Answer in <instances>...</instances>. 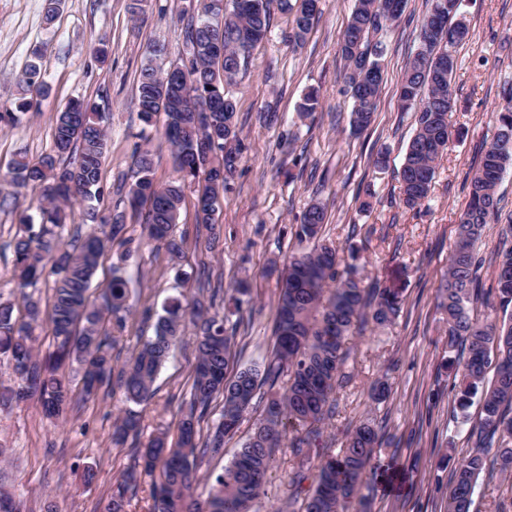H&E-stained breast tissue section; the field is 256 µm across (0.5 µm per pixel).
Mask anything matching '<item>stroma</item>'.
<instances>
[{
	"label": "stroma",
	"instance_id": "1",
	"mask_svg": "<svg viewBox=\"0 0 512 512\" xmlns=\"http://www.w3.org/2000/svg\"><path fill=\"white\" fill-rule=\"evenodd\" d=\"M130 0H62L53 25L43 19L44 0H0V112L17 109L15 79L33 52L42 55L50 92L39 112L15 125L0 123V167L16 155L39 161L49 152L55 116L70 101L95 103L108 130L101 172L100 209L118 202L117 186L131 175L136 135L142 124L134 105L138 73L149 44H167L170 61L186 55L178 15L189 0H149L140 23H133ZM353 0H321V15L302 47H288L283 34L289 16L275 13L267 39L250 54L247 69L232 92L244 151L215 216L213 235L198 234L195 195L186 193L172 233L183 241L179 264L150 246L130 251L113 243L92 283L101 293L120 268L132 288L133 314L115 347L129 357L141 339L153 335L155 319L169 296L183 293L223 311L237 280L251 287L238 318L239 363L262 357L274 344L277 285L266 273L272 262L298 252L293 231L310 199L327 210L324 238L335 241L343 260H354L365 282L400 289L399 318L386 327H368L350 342L354 383L339 396L338 413L326 426L325 453H338L348 429L366 419L382 423L384 443L371 478V512H444L448 476L467 446L469 424L455 420L454 372L458 356L446 344L439 293L448 268L455 228L468 194L466 178L475 148L494 133L502 89L512 85V0H463L474 31L457 49L452 78L456 109L449 117L450 142L431 193L420 208L407 209L395 177L414 132L411 114L401 113L397 80L425 0H408L403 20L386 38L384 82L375 121L360 135L350 132L351 99L339 78L344 62L339 42ZM105 42L106 61L91 45ZM317 88L314 117L300 121L299 106ZM277 112L275 123L260 112ZM388 154L385 170L369 156ZM38 193L30 188L0 193V300L16 301L13 238L21 213L36 215ZM196 351L193 328L183 338L154 383V396L141 405L139 433L114 447L112 429L126 404L116 383L95 398L78 399L66 420L46 419L36 400L0 407V490L20 502L22 512H102L120 475L133 466V449L165 429L175 431L188 402ZM390 385L388 398L374 403L370 384ZM293 460L281 449L272 464L256 508L287 501ZM94 470L92 482L83 473Z\"/></svg>",
	"mask_w": 512,
	"mask_h": 512
}]
</instances>
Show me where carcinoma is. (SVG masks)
Returning a JSON list of instances; mask_svg holds the SVG:
<instances>
[{
	"instance_id": "obj_1",
	"label": "carcinoma",
	"mask_w": 512,
	"mask_h": 512,
	"mask_svg": "<svg viewBox=\"0 0 512 512\" xmlns=\"http://www.w3.org/2000/svg\"><path fill=\"white\" fill-rule=\"evenodd\" d=\"M292 15L288 42L299 46L316 19L308 0H191L184 28L186 57L167 62V48L155 44L141 64L135 108L147 127H159L172 148L177 178L165 186L155 183L149 150L136 145L131 181L120 186V202L144 213L141 242L165 249L171 259L182 253V241L172 235L185 189L196 184V223L213 230L224 205V192L234 176L242 146L237 126V103L231 87L246 66V52L270 32L271 2ZM462 0H425L415 48L401 74L399 94L411 101L415 129L397 171L404 206L415 209L428 197L438 162L448 148L449 113L454 109L451 80L458 66L456 48L473 36L461 11ZM402 15H387L385 0H354L339 47L344 60V86L353 102L350 125L354 133L369 129L382 85L386 53L384 34ZM222 36L224 60L208 55L207 41ZM20 108L37 112L49 88L39 56H34L17 79ZM496 112V131L480 147V159L468 182V203L460 214L454 249L441 291L440 307L448 325V347L460 348L463 359L449 362L459 378L454 417L468 419L478 399L479 419L469 430L470 448L453 469L446 512H470L481 474L512 478V318L498 322L479 317L473 303L485 294L502 311L512 307V218L500 230L498 248L490 260L477 251L486 225L499 222L503 207L498 187L512 169V87L504 91ZM97 106L73 100L56 113L50 153L33 163L15 159L0 185L32 186L39 190L40 228L23 215L25 230L13 241L14 276L23 287L44 275L54 276L50 309L24 294L27 319L13 316L14 305L0 302V355L8 358L21 381L4 403L34 399L48 418H59L72 405V387L61 370L73 363L81 371L83 391L94 392L114 371L113 339L105 316L122 327L130 312L128 280L112 277L102 303L91 300L90 287L100 259L119 239L127 244L126 213L106 215L93 205L84 220L94 224L78 245L64 247L57 229L65 210L77 202L103 196L101 167L107 150V131ZM326 220L321 204L311 201L295 236L306 244L290 256L278 275V302L273 351L261 360L229 373L237 356V323L211 314L199 301L171 297L157 316L154 335L141 342L117 374L126 401L147 402L157 374L180 339L186 319L195 327L196 363L190 402L178 423V441L160 433L138 450L139 468L127 471L112 488L105 512H127L141 478L161 468V481L152 487V512H254L264 492L267 474L277 452L290 449L294 466L291 498L277 512H366L367 474L381 446L383 428L373 422L354 427L336 455L312 464L322 446L325 421L336 415V395L349 387L355 374L347 369V340L367 327H382L398 317L402 296L395 288L364 280L352 265L342 264L332 241L320 237ZM493 268L489 289L483 288L485 266ZM47 317L54 350L41 354L32 336L34 325ZM280 389L276 398L265 391ZM222 396L219 420L202 426L213 399ZM263 406L249 437L224 466L209 477L208 496H194L197 462L224 457L225 441L239 430L244 415ZM133 409L116 418L112 441L124 444L140 427ZM496 449L488 458L489 449ZM309 487H304V483ZM300 510H294L296 501Z\"/></svg>"
}]
</instances>
